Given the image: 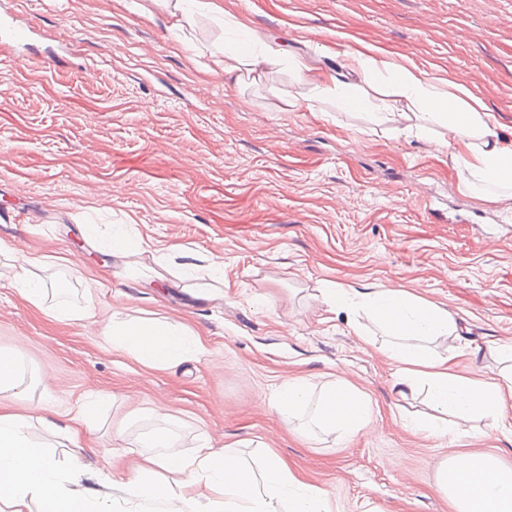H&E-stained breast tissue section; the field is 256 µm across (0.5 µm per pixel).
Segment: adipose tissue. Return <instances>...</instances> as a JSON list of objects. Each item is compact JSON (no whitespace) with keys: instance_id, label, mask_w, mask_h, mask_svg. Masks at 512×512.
<instances>
[{"instance_id":"ef3b65f1","label":"adipose tissue","mask_w":512,"mask_h":512,"mask_svg":"<svg viewBox=\"0 0 512 512\" xmlns=\"http://www.w3.org/2000/svg\"><path fill=\"white\" fill-rule=\"evenodd\" d=\"M343 59L348 71L344 80L295 63L310 91L295 98L294 106L310 110L315 102L330 100L339 110L360 112L376 122L391 104H399L412 118L403 129L405 136L424 137L436 126L447 129L448 161L467 190L485 198L490 188H512V141L502 136L479 99L445 90L417 64L397 68L367 48L344 51ZM53 264L51 255L15 251L10 287L50 319L92 322L91 310L72 302L66 283L40 277V270ZM323 298L349 313L370 309L385 340L367 335L358 320L352 319L350 326L395 364L399 395L426 386L427 407L455 419L451 426L413 419L410 429L430 436H463L468 422L489 415L490 432L512 439V365L462 373L454 356L432 355L423 346L441 336L460 337L462 327L448 310L398 286L361 292L335 283L324 289ZM102 335L114 351L151 371L195 360L207 350L202 336L186 325L118 312ZM30 385L20 357L1 350L0 512H113L117 502L126 504V512H140L145 505L158 512H329L328 492L303 481L273 453H264L257 470L238 448L217 449L207 439L193 454H186L180 436L169 427L170 414L161 407L151 411L158 425L139 455L135 478L118 482L122 496L113 500L99 490L106 479L103 470H65L51 455L52 448L77 445L83 435L96 430L109 396L77 401L65 423L45 422L48 437L38 441L30 435L31 417L11 406ZM274 408L287 422L305 419L324 433L343 437L365 430L373 414L371 399L344 381L318 387L303 376L279 386ZM436 483L452 512H512V467L496 456L451 453L437 463Z\"/></svg>"}]
</instances>
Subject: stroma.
<instances>
[{
    "instance_id": "obj_1",
    "label": "stroma",
    "mask_w": 512,
    "mask_h": 512,
    "mask_svg": "<svg viewBox=\"0 0 512 512\" xmlns=\"http://www.w3.org/2000/svg\"><path fill=\"white\" fill-rule=\"evenodd\" d=\"M212 2L185 40L163 0H0L27 31L0 40V264L8 247L59 256L56 275L96 318L50 320L0 285V349L40 377L17 407L52 420L82 395H114L96 447L54 449L66 466H101L113 433L136 441L162 406L185 452L201 433L245 445L252 463L270 448L328 491L333 512H450L437 461L474 448L512 467V443L408 431L402 418L423 411V393L401 399L393 365L321 290L408 288L464 321L463 338L434 351L499 368L491 346L512 344V196L486 201L462 186L447 129L417 139L396 110L375 124L327 101L291 108L305 89L292 63L338 74V46L373 47L470 90L512 138V0ZM247 28L269 34L279 64L214 69V48L246 51ZM104 197L110 211L89 212ZM88 223L103 235L134 225L150 247L111 255L85 236ZM185 258L196 270L182 281L171 270ZM93 280L104 286L90 295ZM116 310L186 324L208 351L144 370L100 334ZM298 375L367 394L370 428L347 439L289 429L272 400Z\"/></svg>"
}]
</instances>
